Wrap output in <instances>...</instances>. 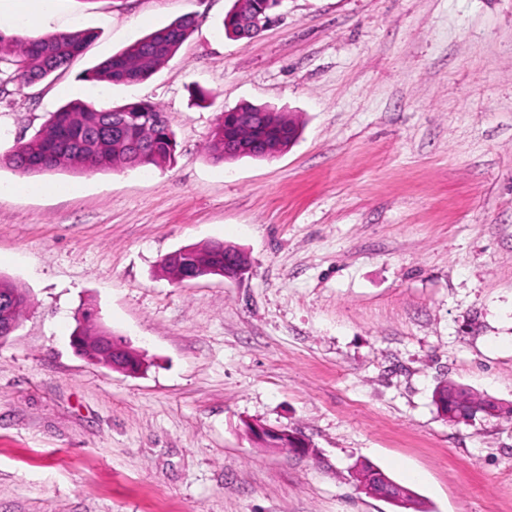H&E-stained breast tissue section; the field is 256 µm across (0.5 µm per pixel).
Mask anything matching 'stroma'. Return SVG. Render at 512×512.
<instances>
[{
    "instance_id": "1",
    "label": "stroma",
    "mask_w": 512,
    "mask_h": 512,
    "mask_svg": "<svg viewBox=\"0 0 512 512\" xmlns=\"http://www.w3.org/2000/svg\"><path fill=\"white\" fill-rule=\"evenodd\" d=\"M231 6L52 0L49 27L92 41L0 92L1 155L75 99L155 103L177 141L161 168L0 167L4 188H44L0 194V277L28 297L0 341V512H396L358 486L362 460L427 512H512V420L451 423L433 401L452 381L512 406V0H282L242 40ZM186 14L148 80L85 81ZM245 102L290 114L296 142L213 161V125ZM210 240L244 253L241 280L162 274ZM80 322L144 370L77 354ZM101 335L102 336L99 337L102 343L112 347V357L109 358L108 361L103 362L105 365H107L109 368L113 370L120 371L127 375H136L143 370L144 365L139 371H136L133 366L134 363L137 362V354H139L143 358L142 354H140L138 351L131 349L126 344V342H123L118 337L111 336V334L107 331H103ZM251 436L264 444L270 446L279 445V448H290L288 441L292 443L293 452L297 454H306L309 452L310 445L302 437L295 432H290L286 429L270 427L261 424H254L253 430L250 432Z\"/></svg>"
}]
</instances>
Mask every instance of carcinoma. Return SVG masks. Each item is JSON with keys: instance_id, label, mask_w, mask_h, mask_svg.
Returning <instances> with one entry per match:
<instances>
[{"instance_id": "obj_1", "label": "carcinoma", "mask_w": 512, "mask_h": 512, "mask_svg": "<svg viewBox=\"0 0 512 512\" xmlns=\"http://www.w3.org/2000/svg\"><path fill=\"white\" fill-rule=\"evenodd\" d=\"M196 19L185 15L129 44L98 65L92 81L138 83L148 79L168 62L189 38ZM225 35L240 40L252 38L248 17L225 16ZM92 34L72 31L39 37L7 35L0 30V86L14 81L41 82L66 67L79 55ZM288 115L267 107H239V120L224 124L218 118L206 149L216 162L224 161V149L242 142L261 148L288 144ZM176 138L168 117L157 105L132 102L101 109L91 103L70 102L49 115L42 128L5 158V163L23 173H43L67 166L90 170L162 167L176 152ZM247 265L245 255L234 246L206 242L180 262L161 266L164 275L178 281L190 271L224 270L225 261Z\"/></svg>"}]
</instances>
